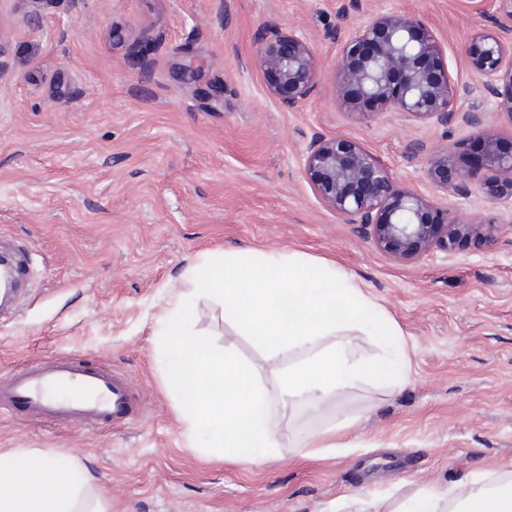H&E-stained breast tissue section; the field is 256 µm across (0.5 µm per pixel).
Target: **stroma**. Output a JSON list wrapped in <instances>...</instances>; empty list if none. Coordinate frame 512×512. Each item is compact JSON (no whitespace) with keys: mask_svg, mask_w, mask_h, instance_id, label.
<instances>
[{"mask_svg":"<svg viewBox=\"0 0 512 512\" xmlns=\"http://www.w3.org/2000/svg\"><path fill=\"white\" fill-rule=\"evenodd\" d=\"M512 0H0V242L25 244L34 276L0 320V375L71 357L129 376L131 423L98 431L0 413V451L68 454L112 512H352L430 484L512 472V210L480 191L445 195L411 142L464 167L482 132L512 150V118L483 97L464 45L501 33ZM408 13L444 48L459 104L482 129L355 113L336 92L354 29ZM270 24L302 36L319 70L282 108L255 64ZM317 137L363 143L398 183L497 237L400 264L314 194ZM298 251L336 262L396 323L397 384L358 381L314 410L289 396L260 349L200 297L193 329L249 362L270 392L277 446L241 466L186 447L180 401L156 341L177 285L202 255ZM332 431L336 451L300 447Z\"/></svg>","mask_w":512,"mask_h":512,"instance_id":"obj_1","label":"stroma"}]
</instances>
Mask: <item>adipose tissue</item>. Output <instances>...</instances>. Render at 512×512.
I'll list each match as a JSON object with an SVG mask.
<instances>
[{
  "label": "adipose tissue",
  "instance_id": "ef3b65f1",
  "mask_svg": "<svg viewBox=\"0 0 512 512\" xmlns=\"http://www.w3.org/2000/svg\"><path fill=\"white\" fill-rule=\"evenodd\" d=\"M0 512H112V506L72 456L13 448L0 452ZM394 512H512V479L469 478L444 491L425 485Z\"/></svg>",
  "mask_w": 512,
  "mask_h": 512
}]
</instances>
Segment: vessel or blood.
<instances>
[{"instance_id":"1","label":"vessel or blood","mask_w":512,"mask_h":512,"mask_svg":"<svg viewBox=\"0 0 512 512\" xmlns=\"http://www.w3.org/2000/svg\"><path fill=\"white\" fill-rule=\"evenodd\" d=\"M16 254L17 262L0 273V302L15 300L28 278V254L21 248ZM133 401L127 377L70 358L39 361L0 376V412L53 425L97 430L125 424L133 414Z\"/></svg>"}]
</instances>
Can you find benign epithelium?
Instances as JSON below:
<instances>
[{"label": "benign epithelium", "mask_w": 512, "mask_h": 512, "mask_svg": "<svg viewBox=\"0 0 512 512\" xmlns=\"http://www.w3.org/2000/svg\"><path fill=\"white\" fill-rule=\"evenodd\" d=\"M466 55L483 93L512 114V41L476 29ZM255 61L270 78V94L284 108H301L317 86L311 46L276 25L261 34ZM337 87L353 112L369 107L442 126L483 122V113L460 109L443 47L410 14L378 13L360 25L342 48ZM482 145L480 162L456 170L450 179L445 177L453 164L448 149L431 151L418 141L409 149L427 156V175L439 189L467 198L477 186L486 197L512 205V151H501L492 136L482 138ZM304 171L326 207L345 223L358 225L398 263H412L434 249L451 255L466 240H488L500 233V225L490 221L457 222L448 208L398 184L384 164L351 138L313 139L304 154ZM434 208L439 223H425L424 213Z\"/></svg>", "instance_id": "benign-epithelium-1"}]
</instances>
